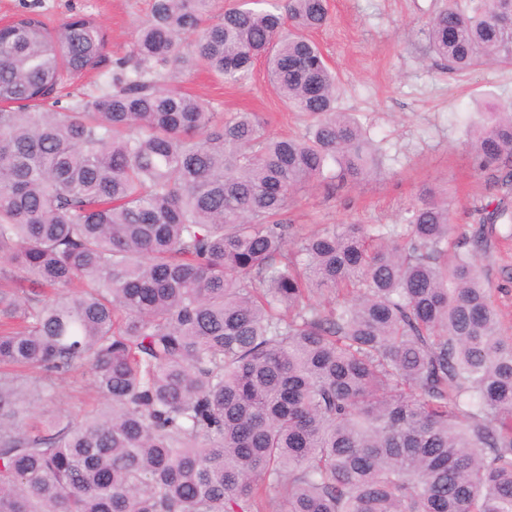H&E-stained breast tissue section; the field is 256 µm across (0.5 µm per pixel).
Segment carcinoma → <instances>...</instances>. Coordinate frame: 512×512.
<instances>
[{
  "instance_id": "carcinoma-1",
  "label": "carcinoma",
  "mask_w": 512,
  "mask_h": 512,
  "mask_svg": "<svg viewBox=\"0 0 512 512\" xmlns=\"http://www.w3.org/2000/svg\"><path fill=\"white\" fill-rule=\"evenodd\" d=\"M502 2L446 0L431 52L511 63ZM211 4L152 0L66 105L108 61L98 19L29 8L0 31V512H512V337L468 249L512 224V106L469 142L496 191L472 232L425 189L403 225L299 235L298 195L379 169L305 36L327 0ZM260 60L304 136L175 85ZM76 373L100 407L31 421Z\"/></svg>"
}]
</instances>
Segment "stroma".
<instances>
[{"instance_id":"1","label":"stroma","mask_w":512,"mask_h":512,"mask_svg":"<svg viewBox=\"0 0 512 512\" xmlns=\"http://www.w3.org/2000/svg\"><path fill=\"white\" fill-rule=\"evenodd\" d=\"M442 0H329L330 20L314 32L341 79L339 106L361 123L382 154L379 172L339 186L318 184L299 195L287 217L297 233L324 224H399L405 210L426 188L447 191L452 221L475 223L476 208L494 190L469 151L465 130L477 107L512 100V64L484 66L467 73L449 71L428 49L425 23ZM40 12L49 26L71 14L89 12L103 25L109 58L129 53L151 0H0V21L26 9ZM182 89L215 111L256 112L275 135L305 130L299 114L272 92L264 65L230 86L200 69L184 74ZM504 332L512 336V236L496 238L481 258ZM98 405L90 386L58 381L53 398L40 406L47 414L82 415Z\"/></svg>"}]
</instances>
